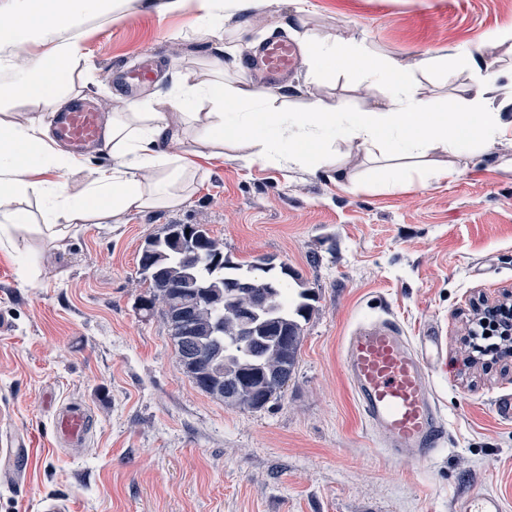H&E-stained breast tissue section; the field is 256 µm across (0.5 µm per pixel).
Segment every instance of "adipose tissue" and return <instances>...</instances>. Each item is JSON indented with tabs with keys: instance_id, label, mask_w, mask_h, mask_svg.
Wrapping results in <instances>:
<instances>
[{
	"instance_id": "ef3b65f1",
	"label": "adipose tissue",
	"mask_w": 512,
	"mask_h": 512,
	"mask_svg": "<svg viewBox=\"0 0 512 512\" xmlns=\"http://www.w3.org/2000/svg\"><path fill=\"white\" fill-rule=\"evenodd\" d=\"M114 9L115 0H14L10 23L0 25L1 51L50 43L42 54L29 56L15 81L0 84V243L34 235L63 238L78 225L101 224L118 213L180 207L202 176L196 156L228 143L241 145L235 158L245 167L332 168L344 179L348 172L336 149L341 139L366 158H381L394 187L406 173L421 186L457 176L447 155L485 150L512 135V116L495 97L504 72L484 60L470 59L472 81L446 111L435 112L414 85L417 74L437 67V57L376 61L358 42L341 45L306 30L299 41L307 74L319 76L335 60L364 90L385 88L376 107L353 112L334 99L317 98L290 110L279 106L278 92L243 80L187 84L172 97L130 101L125 111L112 113L105 136L112 164L90 172L74 193L60 174L81 171L85 163L47 142L45 119L66 104L69 71L84 54L78 38L50 41L46 35ZM21 99L36 104L39 114L24 119L14 113ZM202 102L209 111H197ZM32 194L42 204L38 220L23 206Z\"/></svg>"
}]
</instances>
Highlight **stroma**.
I'll return each instance as SVG.
<instances>
[{
  "instance_id": "1",
  "label": "stroma",
  "mask_w": 512,
  "mask_h": 512,
  "mask_svg": "<svg viewBox=\"0 0 512 512\" xmlns=\"http://www.w3.org/2000/svg\"><path fill=\"white\" fill-rule=\"evenodd\" d=\"M122 0L117 17L90 16L74 34L84 63L69 73L73 98H111L118 67L156 55L160 79L141 101L213 81L223 39L198 32L200 0ZM224 37L249 57L273 38L306 28L337 43L354 39L375 59L428 54L454 67L416 88L432 106L468 83L465 54L512 68V0H279L253 24L224 19ZM185 51L172 56L169 47ZM285 102L316 98L365 108L362 86L336 69H305ZM349 181L332 170L239 166L230 155L197 157L204 175L175 209L114 215L55 244L0 245V512H39L44 498L73 512H450L459 495L500 493L512 512V357L472 361L473 303L512 291V144L458 159L459 176L389 188L375 163L337 145ZM170 224H203L232 261L287 264L312 296L295 370L281 398L255 411L225 405L183 373L161 312L145 314L138 272L145 241ZM30 257L35 270L20 274ZM395 320L407 336L429 321L442 333L444 372L430 379L449 441L435 458H396L366 426L344 368L347 336L361 323ZM90 415L86 448L51 450L56 407ZM23 435L36 451L31 478L12 481L6 449Z\"/></svg>"
}]
</instances>
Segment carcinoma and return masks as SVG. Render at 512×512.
<instances>
[{"label": "carcinoma", "instance_id": "cac0c4a2", "mask_svg": "<svg viewBox=\"0 0 512 512\" xmlns=\"http://www.w3.org/2000/svg\"><path fill=\"white\" fill-rule=\"evenodd\" d=\"M138 271L147 284L142 309L159 304L166 320L182 315L186 335L203 354L185 372L203 392L257 410L267 376L294 371L301 322L312 306L308 291L291 288L289 273L230 261L203 224H169L148 238ZM226 383L237 384L233 394L224 393Z\"/></svg>", "mask_w": 512, "mask_h": 512}]
</instances>
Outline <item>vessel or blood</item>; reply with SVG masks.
Listing matches in <instances>:
<instances>
[{
  "label": "vessel or blood",
  "mask_w": 512,
  "mask_h": 512,
  "mask_svg": "<svg viewBox=\"0 0 512 512\" xmlns=\"http://www.w3.org/2000/svg\"><path fill=\"white\" fill-rule=\"evenodd\" d=\"M301 64L295 43L280 38L261 44L248 61L250 71L269 85L282 83ZM53 137L74 151L102 145L99 112L84 100L54 113ZM442 337L429 326L417 341H409L391 319L365 323L348 337L344 370L365 422L384 439L395 457L430 459L446 430L444 417L429 379L440 366ZM91 430L87 412L59 408L53 438L56 445L84 447ZM452 512H505L501 495L493 490L456 498Z\"/></svg>",
  "instance_id": "1"
}]
</instances>
